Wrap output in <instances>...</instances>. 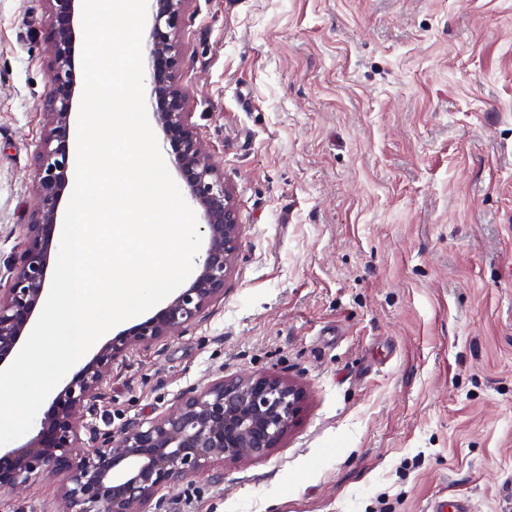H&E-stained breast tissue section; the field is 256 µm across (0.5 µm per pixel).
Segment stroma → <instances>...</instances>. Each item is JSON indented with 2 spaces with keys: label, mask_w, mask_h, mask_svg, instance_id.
I'll return each instance as SVG.
<instances>
[{
  "label": "stroma",
  "mask_w": 512,
  "mask_h": 512,
  "mask_svg": "<svg viewBox=\"0 0 512 512\" xmlns=\"http://www.w3.org/2000/svg\"><path fill=\"white\" fill-rule=\"evenodd\" d=\"M43 0H0V286L36 205ZM178 80L235 203L224 297L112 365L88 425L220 377L306 394L162 512H512V0H190ZM47 473L0 512H59ZM426 510L428 512H473L470 501L456 496L448 499V492L432 501Z\"/></svg>",
  "instance_id": "1"
}]
</instances>
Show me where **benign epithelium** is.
<instances>
[{
  "label": "benign epithelium",
  "instance_id": "1",
  "mask_svg": "<svg viewBox=\"0 0 512 512\" xmlns=\"http://www.w3.org/2000/svg\"><path fill=\"white\" fill-rule=\"evenodd\" d=\"M50 27L48 128L37 157V206L24 225V249L0 288V366L20 346L44 305L50 252L71 164L77 108L76 6L82 0H44ZM152 14L146 50L148 104L163 146L200 211L207 250L198 273L164 307L106 342L53 398L25 443L0 447V491H17L51 469L63 476L66 512H151L157 492L218 468L267 457L299 416L301 386L274 375L219 378L184 393L164 413L125 428L118 439L85 428L112 363L135 349L178 336L224 296V279L238 257V213L224 175L201 145L177 83L184 61L178 40L189 0H148ZM88 433V439L82 433ZM93 447H88V444Z\"/></svg>",
  "mask_w": 512,
  "mask_h": 512
}]
</instances>
